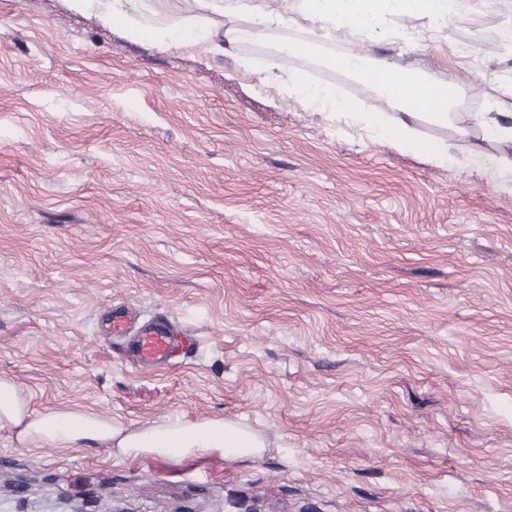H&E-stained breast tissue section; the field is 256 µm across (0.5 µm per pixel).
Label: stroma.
I'll return each instance as SVG.
<instances>
[{
	"label": "stroma",
	"mask_w": 512,
	"mask_h": 512,
	"mask_svg": "<svg viewBox=\"0 0 512 512\" xmlns=\"http://www.w3.org/2000/svg\"><path fill=\"white\" fill-rule=\"evenodd\" d=\"M70 0H0V379L33 409L136 427L221 416L231 460L39 448L0 428V512H512V175L471 162L478 113H512V0L397 14L359 44L457 79L436 165L326 120L279 76L379 96L317 58L132 37ZM285 41L312 25L270 0ZM169 317L194 354L137 370L112 305Z\"/></svg>",
	"instance_id": "obj_1"
}]
</instances>
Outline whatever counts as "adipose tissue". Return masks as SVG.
<instances>
[{"instance_id": "1", "label": "adipose tissue", "mask_w": 512, "mask_h": 512, "mask_svg": "<svg viewBox=\"0 0 512 512\" xmlns=\"http://www.w3.org/2000/svg\"><path fill=\"white\" fill-rule=\"evenodd\" d=\"M199 15L163 24L153 13L133 31L162 44L178 45L191 38L201 24L202 12L225 15L261 12L259 0H196ZM384 0H287L286 7L297 18L319 29L343 24L352 39L372 27ZM336 70L361 80L388 105L384 112H363L353 100L338 101L331 91L308 86L300 76L282 82L285 92L300 96L319 113L336 116L361 130L373 133L384 143L417 152L428 161L443 165L450 156L443 140L419 139L409 123L418 116L429 123L447 125L460 104L463 88L455 80L430 81L417 69H400L377 64L359 51H340L330 56ZM17 428L22 442L33 446L51 444L60 448H116L120 455L197 457L211 454L239 459L260 455L265 447L262 436L251 429L221 417L191 419L182 415L152 422L135 429L113 424L110 417L95 411L31 409L29 398L17 384L0 379V427Z\"/></svg>"}]
</instances>
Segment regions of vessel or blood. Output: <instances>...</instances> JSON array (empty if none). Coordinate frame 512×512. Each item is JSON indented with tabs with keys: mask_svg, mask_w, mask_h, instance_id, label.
<instances>
[{
	"mask_svg": "<svg viewBox=\"0 0 512 512\" xmlns=\"http://www.w3.org/2000/svg\"><path fill=\"white\" fill-rule=\"evenodd\" d=\"M132 308L115 305L108 318V330L114 336H132L131 363L141 369L161 370L170 365L173 358L187 355L195 346L169 318L161 317L143 326H135Z\"/></svg>",
	"mask_w": 512,
	"mask_h": 512,
	"instance_id": "1",
	"label": "vessel or blood"
}]
</instances>
